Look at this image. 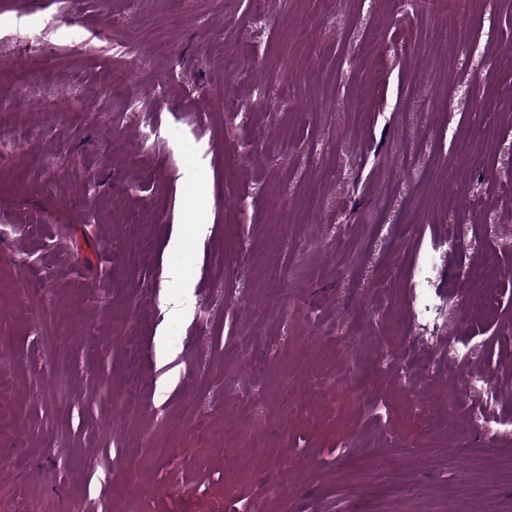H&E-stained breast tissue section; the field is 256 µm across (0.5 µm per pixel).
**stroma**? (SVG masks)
<instances>
[{"label": "stroma", "instance_id": "1", "mask_svg": "<svg viewBox=\"0 0 512 512\" xmlns=\"http://www.w3.org/2000/svg\"><path fill=\"white\" fill-rule=\"evenodd\" d=\"M442 24L467 44L441 73ZM109 66L136 72L133 108ZM159 66L181 77L163 95ZM20 96L0 146V512H512V436L488 446L477 407L448 408L475 369L512 387V288L491 320L467 293L470 268L512 264V0H0V99ZM456 133L478 140L470 164ZM447 177L462 191L444 199ZM451 232L429 333L403 322L407 275ZM174 266L194 281L176 317ZM474 338L470 359L444 355ZM372 351L420 372L362 379Z\"/></svg>", "mask_w": 512, "mask_h": 512}]
</instances>
